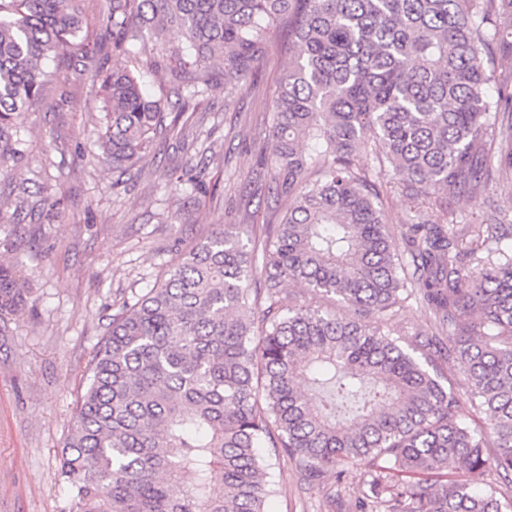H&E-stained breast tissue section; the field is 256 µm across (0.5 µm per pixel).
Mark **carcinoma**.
Segmentation results:
<instances>
[{
	"instance_id": "1",
	"label": "carcinoma",
	"mask_w": 512,
	"mask_h": 512,
	"mask_svg": "<svg viewBox=\"0 0 512 512\" xmlns=\"http://www.w3.org/2000/svg\"><path fill=\"white\" fill-rule=\"evenodd\" d=\"M80 2L0 0V167L79 46ZM106 26L114 55L175 29L181 72L220 59L226 109L288 28L258 145L287 210L213 230L112 316L60 453L70 512H269L263 445L313 479L366 467L360 512H503L484 449L512 483V225L488 198L463 239L438 218L392 230L357 156L415 199L512 179V75L491 66L512 0H112ZM98 79V159L121 174L206 84L186 78L173 113L119 61ZM289 280L348 313L288 303ZM410 298L435 330L405 342L388 326ZM21 302L0 266V322Z\"/></svg>"
}]
</instances>
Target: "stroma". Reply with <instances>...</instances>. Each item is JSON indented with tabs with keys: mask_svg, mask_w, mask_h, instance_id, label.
<instances>
[{
	"mask_svg": "<svg viewBox=\"0 0 512 512\" xmlns=\"http://www.w3.org/2000/svg\"><path fill=\"white\" fill-rule=\"evenodd\" d=\"M83 51L57 67L41 107L17 117L22 155L0 175V264L15 268L25 297L0 335V512H69L57 480L60 451L71 428L86 366L113 314L133 294L163 279L180 252L208 231L239 223L243 212L271 218L276 208L254 144L263 134L279 80L288 67L286 32L273 33L253 85L233 111L224 109L220 60L186 129L210 136L186 152L182 135L156 142L133 171L126 192L100 166L94 130L101 95L95 78L111 68L112 33L105 19L112 0H83ZM199 173L207 191L171 192L176 170ZM390 222L430 213L386 178H376ZM512 224V180L496 179L486 195L448 197L457 230L482 223L485 196ZM276 493L269 512H356L363 472L311 481L293 461L270 459Z\"/></svg>",
	"mask_w": 512,
	"mask_h": 512,
	"instance_id": "obj_1",
	"label": "stroma"
}]
</instances>
